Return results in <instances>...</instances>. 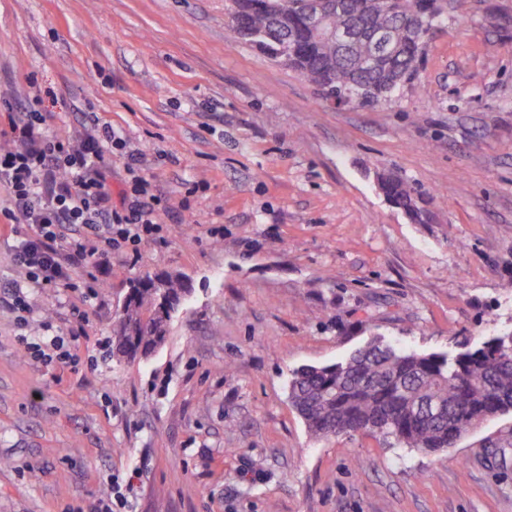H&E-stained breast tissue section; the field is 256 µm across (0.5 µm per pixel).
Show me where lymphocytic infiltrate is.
I'll return each instance as SVG.
<instances>
[{"label":"lymphocytic infiltrate","instance_id":"1","mask_svg":"<svg viewBox=\"0 0 512 512\" xmlns=\"http://www.w3.org/2000/svg\"><path fill=\"white\" fill-rule=\"evenodd\" d=\"M30 103L22 119L0 129V216L28 227L13 253L25 274L24 286L11 293L20 310L29 307L25 288H77L75 266L104 269L114 252L161 230V200L143 172L145 157L123 134L95 121L76 135L49 134L40 95ZM112 148L124 151L131 176L118 209L107 185ZM67 225L78 231L66 238Z\"/></svg>","mask_w":512,"mask_h":512}]
</instances>
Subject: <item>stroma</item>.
Segmentation results:
<instances>
[{"mask_svg":"<svg viewBox=\"0 0 512 512\" xmlns=\"http://www.w3.org/2000/svg\"><path fill=\"white\" fill-rule=\"evenodd\" d=\"M438 5L414 78L362 107L234 38L228 0H0V127L36 81L53 130L112 124L167 197L95 295L29 289L24 327L0 303V512H512L511 414L430 454L313 438L288 400L377 338L512 330V0ZM169 273L165 342L117 362L130 285ZM75 330L74 364L27 350ZM386 196L396 207L405 210L414 222L428 223L429 213L417 205L410 187L404 181L394 178L386 189Z\"/></svg>","mask_w":512,"mask_h":512,"instance_id":"35a3bbf8","label":"stroma"}]
</instances>
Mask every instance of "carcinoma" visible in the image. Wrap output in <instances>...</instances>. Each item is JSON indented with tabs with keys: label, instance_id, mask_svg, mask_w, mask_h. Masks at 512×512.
<instances>
[{
	"label": "carcinoma",
	"instance_id": "cac0c4a2",
	"mask_svg": "<svg viewBox=\"0 0 512 512\" xmlns=\"http://www.w3.org/2000/svg\"><path fill=\"white\" fill-rule=\"evenodd\" d=\"M265 2L231 0L238 17L233 33L270 59L295 47L294 69L326 98L355 80L374 87L387 79H411L423 45L409 27L423 26L425 15L433 17L432 26L438 17L436 0H388L385 8L374 0H343L344 13L331 14L329 27L339 29L348 17L390 29L398 45L369 70L362 66L366 45L346 48L311 27L300 0H278L275 17ZM386 196L414 222L428 223L429 213L404 181L393 179ZM189 292L179 274L134 281L117 312L112 356L128 362L149 357L165 341L171 310ZM288 399L316 438L365 433L392 448L442 451L479 424L512 412V331L448 353L371 342L342 362L298 369Z\"/></svg>",
	"mask_w": 512,
	"mask_h": 512
}]
</instances>
